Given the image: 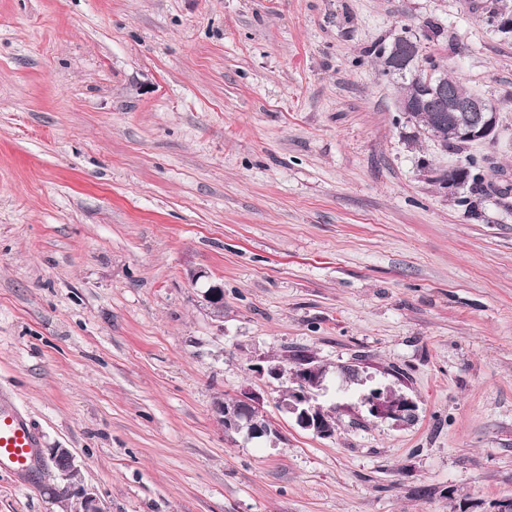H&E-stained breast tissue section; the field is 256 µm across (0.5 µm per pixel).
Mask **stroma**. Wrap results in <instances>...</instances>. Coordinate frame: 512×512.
Returning a JSON list of instances; mask_svg holds the SVG:
<instances>
[{"label":"stroma","instance_id":"1","mask_svg":"<svg viewBox=\"0 0 512 512\" xmlns=\"http://www.w3.org/2000/svg\"><path fill=\"white\" fill-rule=\"evenodd\" d=\"M507 9L0 0V392L109 512L512 497V32L489 20ZM405 33L495 104L497 140L447 152L398 111L370 51ZM471 156L480 191L444 192L437 170ZM296 351L327 369L332 438L252 370ZM375 386L414 421L369 417ZM248 388L277 440L216 423ZM51 481L0 476V512H59Z\"/></svg>","mask_w":512,"mask_h":512}]
</instances>
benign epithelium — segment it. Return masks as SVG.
Wrapping results in <instances>:
<instances>
[{"label": "benign epithelium", "instance_id": "benign-epithelium-1", "mask_svg": "<svg viewBox=\"0 0 512 512\" xmlns=\"http://www.w3.org/2000/svg\"><path fill=\"white\" fill-rule=\"evenodd\" d=\"M448 111L453 113L448 140L485 142L497 136L498 113L486 99L470 96L459 101L450 96ZM202 298L213 308L224 307V286L219 283L209 285ZM255 372L260 377L274 380L289 376V386L282 390L284 398L279 400L281 410L303 430L322 438L334 436L336 427L331 413L318 400L320 391L325 389V369L322 365L311 358L297 362L296 367L290 370L278 360L268 362L265 367H256ZM361 404L374 419L391 420L397 424L411 421L416 411L412 399L395 394L389 387L371 389L361 396ZM214 414L217 423L227 433L244 432L252 439L278 436V430L264 415L262 397L251 389L245 390L238 397V402L229 408L224 406V402H218ZM39 456L45 463L62 464L60 476L65 492L58 496L62 512H107L105 503L84 483L80 467L70 449H41Z\"/></svg>", "mask_w": 512, "mask_h": 512}]
</instances>
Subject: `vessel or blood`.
Instances as JSON below:
<instances>
[{
  "label": "vessel or blood",
  "instance_id": "b4317fda",
  "mask_svg": "<svg viewBox=\"0 0 512 512\" xmlns=\"http://www.w3.org/2000/svg\"><path fill=\"white\" fill-rule=\"evenodd\" d=\"M36 432L17 408L0 402V474L33 476L37 469Z\"/></svg>",
  "mask_w": 512,
  "mask_h": 512
}]
</instances>
